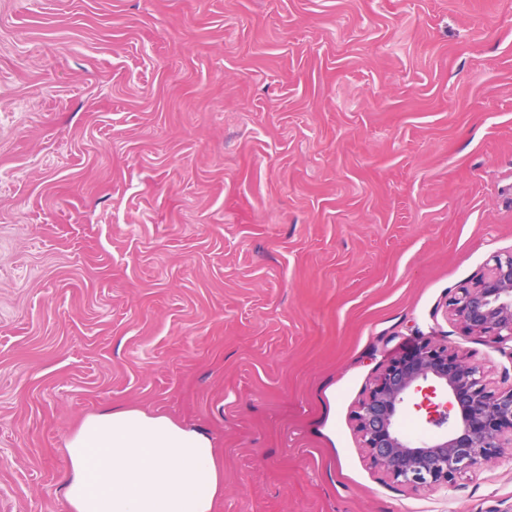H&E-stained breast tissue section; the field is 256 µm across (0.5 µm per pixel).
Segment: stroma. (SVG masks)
Returning a JSON list of instances; mask_svg holds the SVG:
<instances>
[{
  "instance_id": "obj_1",
  "label": "stroma",
  "mask_w": 512,
  "mask_h": 512,
  "mask_svg": "<svg viewBox=\"0 0 512 512\" xmlns=\"http://www.w3.org/2000/svg\"><path fill=\"white\" fill-rule=\"evenodd\" d=\"M512 252V0H0V512H69L115 406L206 432L218 512H512L415 491L354 414Z\"/></svg>"
}]
</instances>
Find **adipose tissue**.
I'll list each match as a JSON object with an SVG mask.
<instances>
[{
    "instance_id": "adipose-tissue-1",
    "label": "adipose tissue",
    "mask_w": 512,
    "mask_h": 512,
    "mask_svg": "<svg viewBox=\"0 0 512 512\" xmlns=\"http://www.w3.org/2000/svg\"><path fill=\"white\" fill-rule=\"evenodd\" d=\"M65 456L70 512H216L224 496L212 438L138 408L89 415Z\"/></svg>"
}]
</instances>
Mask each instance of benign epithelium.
<instances>
[{"label": "benign epithelium", "mask_w": 512, "mask_h": 512, "mask_svg": "<svg viewBox=\"0 0 512 512\" xmlns=\"http://www.w3.org/2000/svg\"><path fill=\"white\" fill-rule=\"evenodd\" d=\"M446 308L465 334L493 348L512 343V255L493 257ZM410 405L448 430L427 441L409 439L396 417ZM355 421L372 464L414 490L450 487L491 460L512 458V384H496L483 364L446 344L426 340L390 361L367 389Z\"/></svg>", "instance_id": "1"}]
</instances>
